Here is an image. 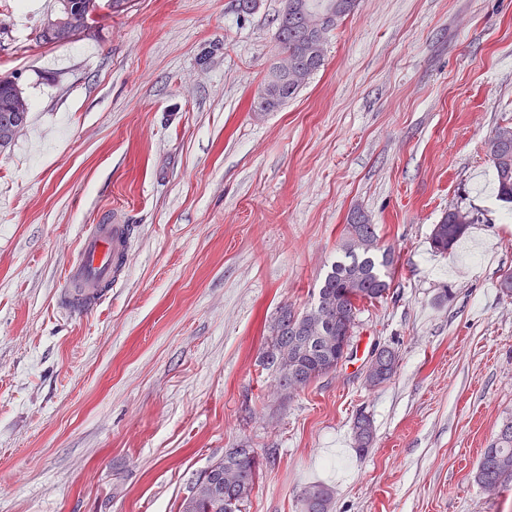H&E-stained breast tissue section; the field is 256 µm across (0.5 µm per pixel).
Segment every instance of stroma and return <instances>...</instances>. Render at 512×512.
Listing matches in <instances>:
<instances>
[{
    "mask_svg": "<svg viewBox=\"0 0 512 512\" xmlns=\"http://www.w3.org/2000/svg\"><path fill=\"white\" fill-rule=\"evenodd\" d=\"M286 0H130L62 45L55 0H0V77L29 121L0 149V512H177L213 459L255 448L240 512H512L472 473L512 420V205L488 140L512 124V0H359L323 67L252 112ZM481 216L449 255L448 207ZM395 251L355 357L280 399L260 364L309 307L348 216ZM134 227L96 307L61 298L93 224ZM396 374L368 386L374 345ZM375 444L359 456L357 412ZM315 492V502L310 505L308 502V494ZM332 490L323 483L313 482L305 487L302 496L303 512H331Z\"/></svg>",
    "mask_w": 512,
    "mask_h": 512,
    "instance_id": "35a3bbf8",
    "label": "stroma"
}]
</instances>
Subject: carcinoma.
I'll list each match as a JSON object with an SVG mask.
<instances>
[{"instance_id": "cac0c4a2", "label": "carcinoma", "mask_w": 512, "mask_h": 512, "mask_svg": "<svg viewBox=\"0 0 512 512\" xmlns=\"http://www.w3.org/2000/svg\"><path fill=\"white\" fill-rule=\"evenodd\" d=\"M83 20L87 31L98 23L103 0H69ZM308 0H286L288 34L281 48L294 56L298 69L288 78L280 94L268 102L271 111L293 98L325 61V47H314L298 37L299 16ZM332 6L330 29H336L354 12L358 0H327ZM16 82L0 80V147L14 141L12 128L26 125L28 113L10 112L5 103L15 94ZM489 154L495 170L499 200L512 204V125L497 127L489 141ZM480 223L478 214L459 207L448 209L433 226L430 246L439 254H448L472 224ZM340 255L326 274L315 301L302 312L284 307L269 326L270 336L262 351L263 367L284 395L304 388L315 379L336 371L342 349L339 337L353 334L360 306L379 301L390 292L394 251L380 245L375 225L349 220L344 227ZM386 371L369 375L367 382L379 386L396 372L399 355L393 349ZM357 452L368 453L374 442L373 422L361 413L354 422ZM257 455L245 448H230L224 456L207 467V480L190 483L177 512H239V504L251 494L258 476ZM475 482L484 489L499 488L512 481V421L503 425L499 434L485 448L474 474ZM332 490L323 483L305 487L302 512H331Z\"/></svg>"}]
</instances>
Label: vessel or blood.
<instances>
[{"label":"vessel or blood","mask_w":512,"mask_h":512,"mask_svg":"<svg viewBox=\"0 0 512 512\" xmlns=\"http://www.w3.org/2000/svg\"><path fill=\"white\" fill-rule=\"evenodd\" d=\"M132 235L128 224H96L82 237L80 259L67 271L69 287L92 292L110 286L117 267L125 265Z\"/></svg>","instance_id":"1"}]
</instances>
